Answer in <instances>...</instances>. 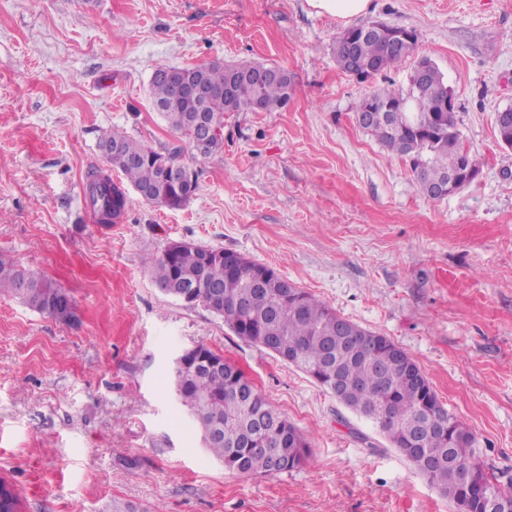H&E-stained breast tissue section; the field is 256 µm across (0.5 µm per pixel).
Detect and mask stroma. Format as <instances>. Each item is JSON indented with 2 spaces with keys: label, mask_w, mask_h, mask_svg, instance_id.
<instances>
[{
  "label": "stroma",
  "mask_w": 512,
  "mask_h": 512,
  "mask_svg": "<svg viewBox=\"0 0 512 512\" xmlns=\"http://www.w3.org/2000/svg\"><path fill=\"white\" fill-rule=\"evenodd\" d=\"M415 32L411 57L367 81L336 64L348 27ZM442 71L481 162L458 194H418L408 162L355 121L376 88L404 90L419 58ZM259 62L287 70L277 112L224 116L201 159L154 108L158 67ZM512 0H373L343 21L307 0H0V259L65 290L75 319L0 288V478L21 512H455L373 424L209 310L163 294L143 265L170 242L237 252L387 336L475 434L512 488ZM113 128L177 147L198 183L183 208L128 192L96 223L85 176L125 179L99 148ZM234 362L310 445L291 472L247 477L204 447L176 358Z\"/></svg>",
  "instance_id": "1"
}]
</instances>
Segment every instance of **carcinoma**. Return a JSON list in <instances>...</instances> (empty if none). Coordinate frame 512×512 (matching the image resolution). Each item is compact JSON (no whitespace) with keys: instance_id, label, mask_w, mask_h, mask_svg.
I'll return each mask as SVG.
<instances>
[{"instance_id":"obj_1","label":"carcinoma","mask_w":512,"mask_h":512,"mask_svg":"<svg viewBox=\"0 0 512 512\" xmlns=\"http://www.w3.org/2000/svg\"><path fill=\"white\" fill-rule=\"evenodd\" d=\"M414 47L399 53L387 39L360 37L354 49L338 39L334 54L339 67L352 71L350 55L374 65V72L391 67L412 55ZM269 70L273 75L252 82L254 74ZM199 80L215 90L202 104L187 101L164 73L154 71L149 87L153 105L182 140L194 147L199 135V117L224 125V113L255 110L272 112L288 105L292 79L282 68L243 62H214L199 74ZM375 102L396 111L365 127L387 151L405 159L418 153L424 165H410L417 192L428 197L431 187L458 169L460 158L479 171V162L466 148L457 129L455 113L442 111L448 102V86L441 71L431 66L422 83L405 90L380 89L367 94L356 107L362 112ZM100 147L109 164L119 170L129 185L148 191L150 203L171 209L191 201L195 180H185L186 168L179 162L181 149L159 152L119 129L106 132ZM86 199L97 221L110 224L127 204L125 191L97 169L86 176ZM207 247L190 244L175 254L164 250L144 257L143 265L153 281L161 284L177 273L185 284H205L219 291L216 315L241 339L276 355L282 362L308 375L326 392L347 394L346 406L371 421L387 442L431 486L452 503L464 492L456 474L448 469V457L478 470L483 492L472 499L470 512H486L489 500L499 512H512V491L504 489L494 472L483 463L476 437L447 407L434 411L439 402L435 390L416 361L396 358L398 345L388 337L363 328L329 308L311 293L299 288L289 295L270 280L252 287V275L261 264L245 260L235 271L224 262L203 263ZM0 288L10 290L27 307L53 318L74 315L73 306L58 309V300L68 293L42 277L0 259ZM250 306L241 304L243 296ZM187 370L175 376L176 391L199 425H218L224 435L205 440L206 448L224 467L246 475H273L295 470L306 461L310 446L297 427L278 411L243 372H235L224 356L205 345L191 351Z\"/></svg>"}]
</instances>
